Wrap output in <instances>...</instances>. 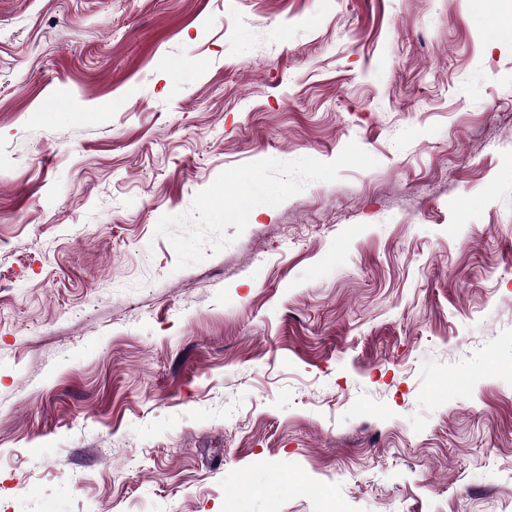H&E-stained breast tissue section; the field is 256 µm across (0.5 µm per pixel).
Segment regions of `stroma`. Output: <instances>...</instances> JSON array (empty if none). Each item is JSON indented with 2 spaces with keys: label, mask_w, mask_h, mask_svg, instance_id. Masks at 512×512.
<instances>
[{
  "label": "stroma",
  "mask_w": 512,
  "mask_h": 512,
  "mask_svg": "<svg viewBox=\"0 0 512 512\" xmlns=\"http://www.w3.org/2000/svg\"><path fill=\"white\" fill-rule=\"evenodd\" d=\"M511 358L512 0H0V512H512Z\"/></svg>",
  "instance_id": "stroma-1"
}]
</instances>
